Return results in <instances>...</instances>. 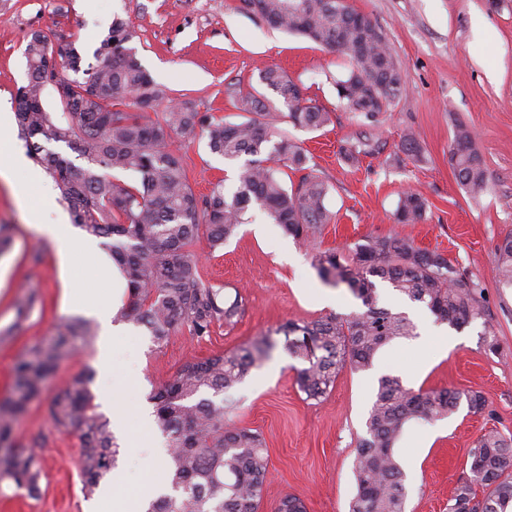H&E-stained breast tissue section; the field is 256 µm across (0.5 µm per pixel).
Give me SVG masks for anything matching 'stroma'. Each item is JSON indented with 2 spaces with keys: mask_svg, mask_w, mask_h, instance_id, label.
<instances>
[{
  "mask_svg": "<svg viewBox=\"0 0 512 512\" xmlns=\"http://www.w3.org/2000/svg\"><path fill=\"white\" fill-rule=\"evenodd\" d=\"M385 32L406 87L379 122L349 112L336 81L347 58L304 38L270 28L247 11L242 0H97L87 11L81 0H0V102L14 105L26 80L24 49L32 32L50 45L65 39L93 51L113 18H131L137 56L174 101H186L216 120L241 123L247 113L236 99L259 86V71L274 66L303 87L308 98L331 114L330 124L309 131L280 121L290 137L309 150L310 174L327 182L331 223L303 242L285 235L259 208L224 247L212 248L206 233L191 246L204 282L221 287L227 298L241 297L244 311L231 325L217 323L210 336L183 329L154 343L133 327L115 348L112 387L126 419L127 449L117 472L127 512H138L141 493L164 485L167 472L150 443L156 427L145 428L139 411L150 393L185 363L240 348L288 320H313L360 310L346 286L325 284L313 265L315 253L344 250L369 236L399 232L423 249L444 254L467 277L479 280L486 295L484 318L460 328L458 344L431 343L444 323L421 304L379 284L382 306L406 313L417 326L415 338L395 340L365 371L342 368L331 390L310 400L296 384V360L284 350L253 368L234 393L233 419L258 432L267 448L269 474L258 512H276L286 495L301 498L307 512H349L356 493L355 448L378 379L402 377L413 389L482 391L488 414L467 406L433 423L409 422L395 445L406 475V512H448L456 485L468 475L474 440L489 427L512 434V288L496 277V246L512 233V0H347ZM474 133V145L490 175L489 188L472 199L456 181L448 149L457 124ZM422 146L420 157L399 152L405 131ZM372 137L375 148L355 161L342 146ZM182 155L197 196L223 183L237 186L239 165L210 152L204 135L170 140ZM426 198L418 224H396L400 195ZM39 190L24 174L0 181V225L11 228L12 243L0 255V397L12 383L15 361L29 347L52 336L75 316L61 306V284L51 244L25 222L23 208L40 207ZM37 284L39 301L14 329L20 286ZM498 348L489 351L486 336ZM49 396L34 402L17 426L20 446L39 441L41 494L28 497L13 486L0 488V512H113L102 494L85 497L77 435L57 431L49 419Z\"/></svg>",
  "mask_w": 512,
  "mask_h": 512,
  "instance_id": "1",
  "label": "stroma"
}]
</instances>
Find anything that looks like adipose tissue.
<instances>
[{"mask_svg": "<svg viewBox=\"0 0 512 512\" xmlns=\"http://www.w3.org/2000/svg\"><path fill=\"white\" fill-rule=\"evenodd\" d=\"M0 158L9 162L8 167L0 169V179L10 180L12 171L17 170L27 175L32 186L43 187L44 173L16 150L10 116L5 112L0 113ZM26 222L53 247L64 308L98 322L100 344L96 366L99 373L109 375L113 368L112 342L115 337L126 332L124 325L114 320L116 312L125 301L124 283L118 270L102 256L98 239L68 224L66 213L56 203L53 195H46L43 208L27 210ZM79 258L84 260L91 281L87 288L80 287L72 277L73 263Z\"/></svg>", "mask_w": 512, "mask_h": 512, "instance_id": "ef3b65f1", "label": "adipose tissue"}]
</instances>
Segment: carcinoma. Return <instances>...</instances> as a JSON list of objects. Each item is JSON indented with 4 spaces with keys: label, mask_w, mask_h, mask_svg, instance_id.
<instances>
[{
    "label": "carcinoma",
    "mask_w": 512,
    "mask_h": 512,
    "mask_svg": "<svg viewBox=\"0 0 512 512\" xmlns=\"http://www.w3.org/2000/svg\"><path fill=\"white\" fill-rule=\"evenodd\" d=\"M245 7L271 27L302 36L353 61L336 81L346 109L379 122L405 92L400 67L385 33L367 21L357 29L350 13L336 0H243ZM138 33L131 19L115 18L95 49L94 62L78 68L73 43L53 48L47 36L34 32L26 43L27 82L16 95L19 136L28 155L49 175L67 203L74 224L87 234L110 240L107 247L128 284V296L117 313L120 320L143 326L157 343L183 327L202 338L219 321L234 322L242 302L228 300L221 289L205 283L189 247L205 226L214 247L235 236L252 205L272 223L306 241L332 220L325 201L329 186L306 175L288 185V171L309 169L310 157L276 125L284 117L295 127L320 130L331 122L323 107L305 97L286 73L273 67L260 71V82L277 102L254 94L238 99L250 114L241 123L215 121L188 103L167 105L153 120L148 112L168 99L141 64L131 43ZM83 72L81 81L55 76L57 59ZM67 90L66 123L56 122L42 104L51 79ZM133 108L114 109L122 103ZM286 111H279V106ZM203 133L211 152L243 161L231 197L216 185L199 198L191 189L182 157L172 150L173 134ZM62 143L86 160L78 167L51 148ZM448 161L459 184L476 198L489 186V173L474 148L472 131L455 126ZM132 174L135 180L122 178ZM427 201L405 192L394 216L399 224L424 219ZM498 282L512 288V234L497 245ZM314 266L326 283L346 285L363 309L344 316L287 321L275 332L237 350L206 360L187 362L152 396L155 423L166 439L167 487L146 512H258L268 473L260 435L229 417L231 393L250 369L270 356L284 337V349L301 367L297 384L309 399L326 395L339 371L372 367L379 350L395 339L417 335L404 314L379 305L376 281L386 282L408 300L421 303L436 320L461 328L483 317L480 282L468 278L442 254L427 251L398 233L357 243L348 253L315 254ZM91 324H64L45 342L16 360L9 394L0 398V483L40 494L38 441L16 448L15 429L60 366L91 344ZM85 376L57 389L49 407L60 432H76L84 494L101 486L117 464L112 423L97 411ZM466 402L481 414L487 399L478 390L408 388L400 376L385 374L366 421V433L355 449L356 494L349 512H405L404 473L394 446L412 420L437 421ZM470 476L457 484L448 512H508L512 508V436L495 428L480 435L468 455Z\"/></svg>",
    "instance_id": "cac0c4a2"
}]
</instances>
